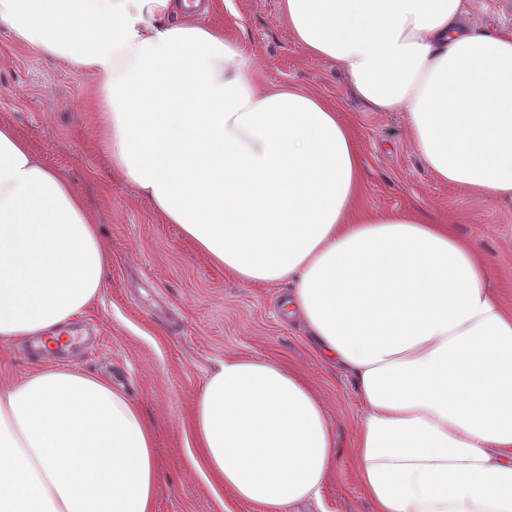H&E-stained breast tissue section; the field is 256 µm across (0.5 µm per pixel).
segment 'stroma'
<instances>
[{"instance_id": "1", "label": "stroma", "mask_w": 512, "mask_h": 512, "mask_svg": "<svg viewBox=\"0 0 512 512\" xmlns=\"http://www.w3.org/2000/svg\"><path fill=\"white\" fill-rule=\"evenodd\" d=\"M279 0H232L214 20L245 42L262 82L298 84L335 106L362 158L366 201L407 215L425 213L476 241L493 260L490 288L512 299V209L435 182L424 168L404 111H370L344 83L338 65L308 57L290 37ZM92 73L16 47L0 27V124L11 126L49 167L83 191L107 255L106 286L81 315L98 329L95 349H64L70 362L122 387L156 434L155 512H259L236 502L189 457L190 402L207 374L231 354L276 361L302 376L320 398L336 435L322 504L297 512H372L354 482L349 444L361 413L349 377L316 354L306 327L285 318L287 285L251 287L211 265L129 186L91 130L84 101ZM34 343L0 344V383L41 361Z\"/></svg>"}]
</instances>
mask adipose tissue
I'll use <instances>...</instances> for the list:
<instances>
[{"instance_id": "1", "label": "adipose tissue", "mask_w": 512, "mask_h": 512, "mask_svg": "<svg viewBox=\"0 0 512 512\" xmlns=\"http://www.w3.org/2000/svg\"><path fill=\"white\" fill-rule=\"evenodd\" d=\"M219 0H0L18 46L96 78L112 166L198 253L247 286L289 284L362 407L350 454L373 512H512V304L490 259L424 216L365 201L330 102L260 84ZM295 43L375 112L406 107L426 171L512 208V29L467 0H279ZM81 190L0 125V343L51 340L101 297ZM191 461L261 512L321 502L323 405L280 364L228 355L193 397ZM155 435L112 381L37 364L0 386V512H154ZM469 4V10H468V20L471 15V20L475 23H471L469 20V23L474 27H484L490 23L496 24V25H507L512 26V20H505L502 18L498 12L501 10L502 7H507L508 4L506 0H494L493 4L495 8L498 10V12L489 11L485 8V6L482 4V0H467ZM505 3V4H504ZM501 22V23H500ZM504 23V24H502Z\"/></svg>"}]
</instances>
